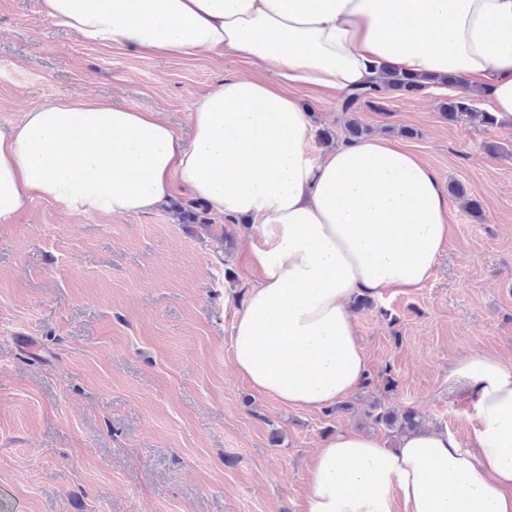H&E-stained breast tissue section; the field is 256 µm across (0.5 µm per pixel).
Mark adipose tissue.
<instances>
[{
  "instance_id": "1",
  "label": "adipose tissue",
  "mask_w": 512,
  "mask_h": 512,
  "mask_svg": "<svg viewBox=\"0 0 512 512\" xmlns=\"http://www.w3.org/2000/svg\"><path fill=\"white\" fill-rule=\"evenodd\" d=\"M91 44L272 66L230 77L195 103L183 140L157 113L76 96L0 125V224L48 199L66 214L130 215L174 189L249 217L259 272L234 313L236 371L306 411L349 398L367 376L350 302L407 293L448 243V194L418 154L382 137L315 145L295 88L349 93L386 70L454 74L512 122V0H42ZM468 388L470 448L423 427L387 448L350 428L308 467L307 512H512V365L456 362Z\"/></svg>"
}]
</instances>
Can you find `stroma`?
I'll return each mask as SVG.
<instances>
[{
	"instance_id": "35a3bbf8",
	"label": "stroma",
	"mask_w": 512,
	"mask_h": 512,
	"mask_svg": "<svg viewBox=\"0 0 512 512\" xmlns=\"http://www.w3.org/2000/svg\"><path fill=\"white\" fill-rule=\"evenodd\" d=\"M266 75L234 56L89 44L51 24L41 0H0V124L82 94L159 113L186 137L196 101L225 77ZM344 99L302 102L319 129L350 116L372 137L415 129L403 146L482 206L476 217L449 197L451 234L430 278L358 312L370 385L349 410L307 412L236 372L224 292L244 295L257 278L249 221L214 213L203 228L169 208L66 215L33 201L0 224V512H305L327 433L346 426L395 446L365 416L376 402L414 408L469 446L454 363L512 362V124L448 121L429 89L349 113Z\"/></svg>"
}]
</instances>
